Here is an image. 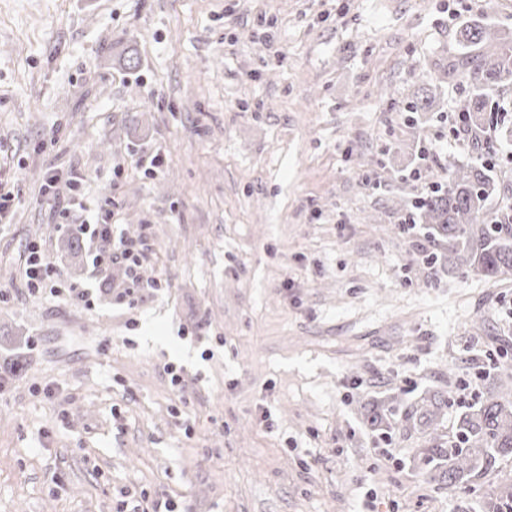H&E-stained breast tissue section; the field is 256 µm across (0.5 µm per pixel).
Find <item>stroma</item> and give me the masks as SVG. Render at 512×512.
<instances>
[{"label":"stroma","instance_id":"obj_1","mask_svg":"<svg viewBox=\"0 0 512 512\" xmlns=\"http://www.w3.org/2000/svg\"><path fill=\"white\" fill-rule=\"evenodd\" d=\"M477 19L512 27V0H0L5 512H119L130 493L180 512H361L368 493L374 512H459L512 479L508 456L468 489L431 482L419 430L363 419L429 391L456 415L512 353V281L449 272L403 226L404 199L481 152L452 120L471 92L456 33ZM494 99L500 205L512 86ZM56 169L86 181L65 218ZM108 209L149 238L142 279L169 281L132 307L122 266L78 273L60 247L64 221ZM34 244L91 304L29 290Z\"/></svg>","mask_w":512,"mask_h":512}]
</instances>
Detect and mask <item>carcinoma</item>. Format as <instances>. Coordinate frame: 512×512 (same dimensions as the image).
Instances as JSON below:
<instances>
[{
    "instance_id": "cac0c4a2",
    "label": "carcinoma",
    "mask_w": 512,
    "mask_h": 512,
    "mask_svg": "<svg viewBox=\"0 0 512 512\" xmlns=\"http://www.w3.org/2000/svg\"><path fill=\"white\" fill-rule=\"evenodd\" d=\"M497 39V32L481 21L467 24L457 32L462 74L471 82L472 92L458 108L471 133L483 129L489 93L512 82V40L491 52L475 48ZM434 102L433 88L414 93L410 111L427 112ZM496 159L493 143L485 146V161L456 167L445 187L412 202L416 217L427 225L435 245L448 247V269L470 270L495 281L512 280V207L501 205L491 220L487 206L495 193L489 160ZM486 391L465 406L456 419L452 437L441 431L449 404L444 392H429L412 409L391 423L374 406L365 409V422L388 437L402 426L416 427L425 434L426 447L418 449L428 475L436 483L464 485L474 477L492 471L498 457L512 455V356L502 355L496 371L479 376ZM462 512H512V484L497 486L480 501Z\"/></svg>"
}]
</instances>
